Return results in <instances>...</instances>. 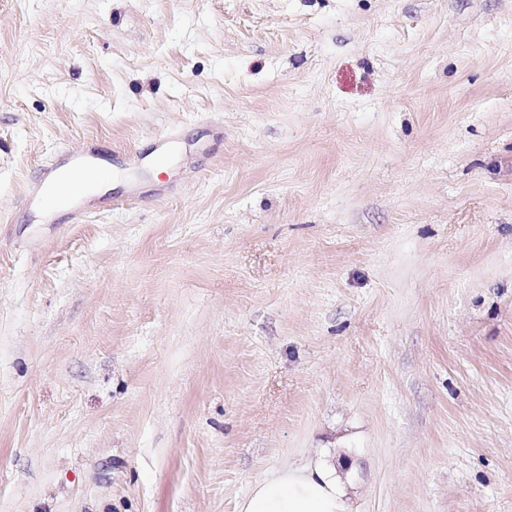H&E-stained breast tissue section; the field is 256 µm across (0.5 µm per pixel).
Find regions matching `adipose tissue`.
Returning a JSON list of instances; mask_svg holds the SVG:
<instances>
[{"instance_id": "1", "label": "adipose tissue", "mask_w": 512, "mask_h": 512, "mask_svg": "<svg viewBox=\"0 0 512 512\" xmlns=\"http://www.w3.org/2000/svg\"><path fill=\"white\" fill-rule=\"evenodd\" d=\"M236 512H351L334 464L319 460L280 468L255 482L238 501Z\"/></svg>"}]
</instances>
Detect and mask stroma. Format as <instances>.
I'll return each mask as SVG.
<instances>
[{
    "label": "stroma",
    "mask_w": 512,
    "mask_h": 512,
    "mask_svg": "<svg viewBox=\"0 0 512 512\" xmlns=\"http://www.w3.org/2000/svg\"><path fill=\"white\" fill-rule=\"evenodd\" d=\"M322 456L353 512H512V0H0V512ZM63 176L65 182L70 184V189L78 186L85 194L91 193L102 185L112 183V171H108V167H102L97 175L91 176L84 169H71L65 166L61 168V177Z\"/></svg>",
    "instance_id": "35a3bbf8"
}]
</instances>
